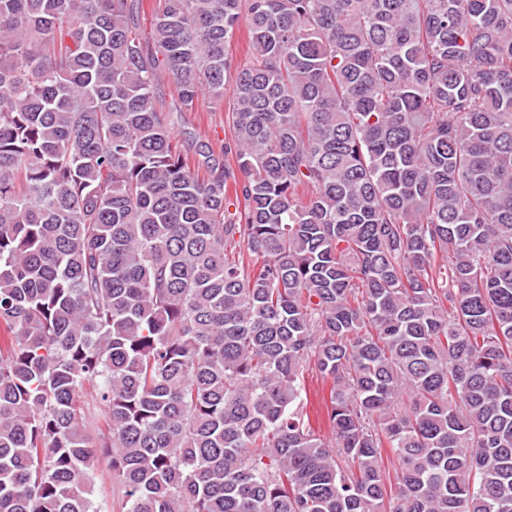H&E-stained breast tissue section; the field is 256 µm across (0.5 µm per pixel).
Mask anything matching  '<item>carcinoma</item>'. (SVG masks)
Returning <instances> with one entry per match:
<instances>
[{
    "label": "carcinoma",
    "instance_id": "cac0c4a2",
    "mask_svg": "<svg viewBox=\"0 0 512 512\" xmlns=\"http://www.w3.org/2000/svg\"><path fill=\"white\" fill-rule=\"evenodd\" d=\"M139 2L0 0V512H512V0ZM227 50L232 64L235 66L243 64L248 60L251 53V46L250 36L244 19L240 21L238 30L229 43ZM184 118L189 127L213 143L220 144L225 133L228 136L226 103L224 112H214L207 104L200 103L194 112H185ZM304 384L309 398V407L316 421L315 427L320 435L329 437L331 428L322 407L324 406V397H328L331 383L315 373L309 372V374H305ZM91 495L95 508L102 512H122L120 499L112 489L107 463H104L91 484Z\"/></svg>",
    "mask_w": 512,
    "mask_h": 512
}]
</instances>
